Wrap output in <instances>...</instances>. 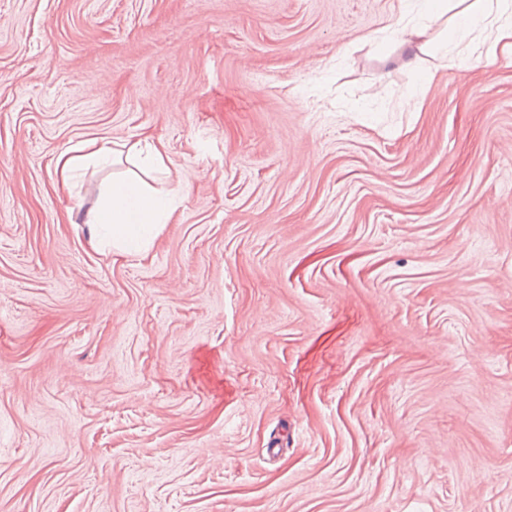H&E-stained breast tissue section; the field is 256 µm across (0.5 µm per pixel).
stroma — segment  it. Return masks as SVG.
<instances>
[{
	"label": "stroma",
	"instance_id": "35a3bbf8",
	"mask_svg": "<svg viewBox=\"0 0 512 512\" xmlns=\"http://www.w3.org/2000/svg\"><path fill=\"white\" fill-rule=\"evenodd\" d=\"M427 0H0V512H512V47ZM164 146L150 250L94 140ZM448 1L447 0H436V10L432 11L426 17L413 23V26H411L408 29L407 34L410 37H413L416 39L425 38L429 26L431 24L435 23L436 21H438L439 19H441L445 14L448 13ZM111 153L114 155L111 148L98 146L96 141H89L79 147L68 149L60 155L56 163L58 188L63 192H70L71 181L80 170L107 161ZM107 195L111 204L87 216L91 244L112 243L118 255L147 251L171 217L168 194L136 176L113 180Z\"/></svg>",
	"mask_w": 512,
	"mask_h": 512
}]
</instances>
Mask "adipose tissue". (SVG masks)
Wrapping results in <instances>:
<instances>
[{
    "mask_svg": "<svg viewBox=\"0 0 512 512\" xmlns=\"http://www.w3.org/2000/svg\"><path fill=\"white\" fill-rule=\"evenodd\" d=\"M476 30L488 33L496 43L512 38V0H483L464 24L465 33ZM110 154V148L93 141L68 149L56 163L58 188L69 191L80 170L107 161ZM107 195L110 205L87 216L91 244L111 245L118 255L147 251L171 217L168 196L137 176L113 181Z\"/></svg>",
    "mask_w": 512,
    "mask_h": 512,
    "instance_id": "1",
    "label": "adipose tissue"
}]
</instances>
